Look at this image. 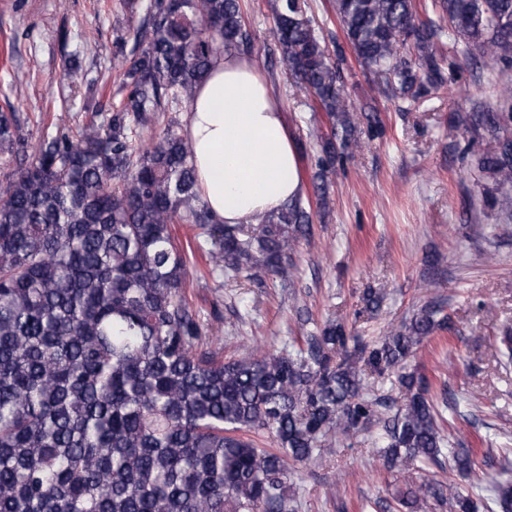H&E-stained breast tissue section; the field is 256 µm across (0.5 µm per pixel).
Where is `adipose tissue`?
<instances>
[{
	"label": "adipose tissue",
	"instance_id": "1",
	"mask_svg": "<svg viewBox=\"0 0 512 512\" xmlns=\"http://www.w3.org/2000/svg\"><path fill=\"white\" fill-rule=\"evenodd\" d=\"M184 135L201 197L226 224H251L299 196L298 154L254 61L228 54L195 91Z\"/></svg>",
	"mask_w": 512,
	"mask_h": 512
}]
</instances>
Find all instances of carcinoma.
I'll return each instance as SVG.
<instances>
[{"instance_id":"obj_1","label":"carcinoma","mask_w":512,"mask_h":512,"mask_svg":"<svg viewBox=\"0 0 512 512\" xmlns=\"http://www.w3.org/2000/svg\"><path fill=\"white\" fill-rule=\"evenodd\" d=\"M347 45L365 69L412 104L455 80L451 58L474 47L512 69V0H333ZM276 47L288 73L333 119L319 144V207L338 149L363 118L308 0H273ZM111 114L36 142L14 107L0 110V164L30 162L0 180V512H297L294 465L339 438L383 424V466L475 467L446 444L444 407L426 376L404 371L447 317L429 306L369 343L329 324L291 349L224 360L221 327L186 294L187 253L172 227L188 224L211 272L288 281L312 213L301 200L259 224H221L197 189L189 141L157 128L160 112L191 103L226 53L249 54L241 0H149ZM512 112L487 109L458 123L486 142L473 168L490 205L512 203ZM151 131L150 142L143 133ZM342 359H335L338 350ZM512 364V330L495 346ZM401 369L411 397L389 414L369 399L364 369ZM275 447L260 448L257 437ZM399 512H512V484L493 507L429 474L395 497Z\"/></svg>"}]
</instances>
